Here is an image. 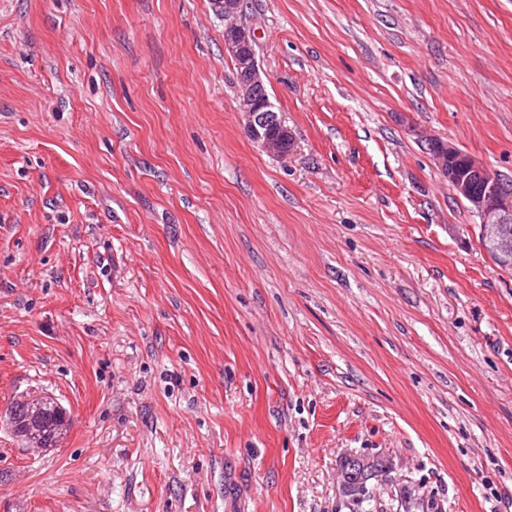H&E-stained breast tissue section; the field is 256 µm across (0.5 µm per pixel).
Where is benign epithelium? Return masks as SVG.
<instances>
[{
    "label": "benign epithelium",
    "mask_w": 512,
    "mask_h": 512,
    "mask_svg": "<svg viewBox=\"0 0 512 512\" xmlns=\"http://www.w3.org/2000/svg\"><path fill=\"white\" fill-rule=\"evenodd\" d=\"M244 0H213L215 12L224 17V52L234 59L238 72V96L244 110V128L250 139L263 151L284 156L294 146L288 126L275 111L255 52V32L241 21ZM438 165L448 172V181L456 194L465 199L479 218L482 228L494 224H512V193L498 188L496 178L489 175L482 163L472 156L460 154L459 148L438 139L429 141ZM31 418L27 446L42 447L39 427L42 405L37 397L25 398Z\"/></svg>",
    "instance_id": "benign-epithelium-1"
}]
</instances>
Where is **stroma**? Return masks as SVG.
Segmentation results:
<instances>
[{"label":"stroma","mask_w":512,"mask_h":512,"mask_svg":"<svg viewBox=\"0 0 512 512\" xmlns=\"http://www.w3.org/2000/svg\"><path fill=\"white\" fill-rule=\"evenodd\" d=\"M0 0V512H512V270L435 163L512 180V0ZM244 0H213L215 12L224 17V52L234 59L238 96L244 110V128L263 151L284 156L294 146L288 126L271 102L255 52V32L241 21ZM41 397L24 398L23 401L30 407L31 418L27 431V446L35 450H42L43 448L56 447L59 438L69 425V419L66 410L51 400L45 405V410L42 412V424L45 436L43 438L42 447V430L39 427V418L41 416L42 405L39 399ZM348 471L356 472V478L345 488V491L342 492V496L345 501L353 506H357V510L368 507V512H413L420 511L419 509H421V512H424V502L405 494H400V496L395 495V498L389 496L387 501L380 497L378 499L376 498L373 487H371L369 482L371 480L378 481V479H376L379 477L377 464L369 469L356 470V468L352 466L351 457L346 456L341 463L340 472L344 474Z\"/></svg>","instance_id":"stroma-1"}]
</instances>
